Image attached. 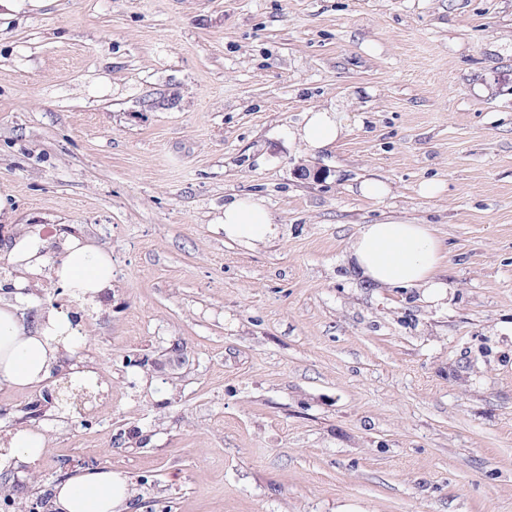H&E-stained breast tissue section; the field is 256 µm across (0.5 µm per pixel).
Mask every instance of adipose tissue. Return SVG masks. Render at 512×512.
<instances>
[{
	"label": "adipose tissue",
	"instance_id": "adipose-tissue-1",
	"mask_svg": "<svg viewBox=\"0 0 512 512\" xmlns=\"http://www.w3.org/2000/svg\"><path fill=\"white\" fill-rule=\"evenodd\" d=\"M346 126L334 108L306 113L292 132L306 151L335 145ZM225 238L255 248L276 238L280 228L260 202L242 198L225 205L219 218ZM6 260L15 277L13 298L0 300V388L33 389L53 373L68 372L70 379L92 377L93 371L78 359L79 331L69 314L52 307L38 311L34 327L21 314L32 300L31 286L50 280L73 298L93 300L112 287V255L63 230L47 238L37 224L9 232ZM352 270L376 288H420L431 301L445 296V282L437 277L444 258L431 225L388 220L362 225L348 242ZM45 438L36 429L7 432L0 440V461L33 465L45 452ZM127 481L117 473L88 471L54 488L55 512H116L126 497Z\"/></svg>",
	"mask_w": 512,
	"mask_h": 512
}]
</instances>
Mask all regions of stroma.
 <instances>
[{
  "mask_svg": "<svg viewBox=\"0 0 512 512\" xmlns=\"http://www.w3.org/2000/svg\"><path fill=\"white\" fill-rule=\"evenodd\" d=\"M329 106L310 156L287 133ZM0 192L112 254L110 292L38 295L80 317L94 410L0 390V437L50 438L0 463L30 512L101 468L120 512H512V0H12ZM244 196L279 237L226 241ZM388 218L436 227L440 303L351 271ZM336 108H318L305 112L304 120L292 132L308 152H315L336 145L346 132V125ZM0 461H13L16 465L31 466L44 454L46 443L43 434L36 429L19 432L8 431L0 438Z\"/></svg>",
  "mask_w": 512,
  "mask_h": 512,
  "instance_id": "obj_1",
  "label": "stroma"
}]
</instances>
